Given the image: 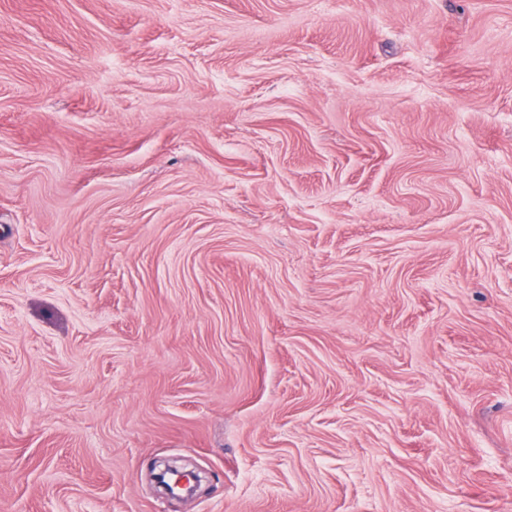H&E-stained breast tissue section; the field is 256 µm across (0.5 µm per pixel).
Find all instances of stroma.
<instances>
[{
  "mask_svg": "<svg viewBox=\"0 0 512 512\" xmlns=\"http://www.w3.org/2000/svg\"><path fill=\"white\" fill-rule=\"evenodd\" d=\"M0 512H512V0H0ZM163 468L155 474L154 478L156 481H158L159 484L163 485L167 491L169 492L170 496L172 497H179L181 495H176L173 493L174 488H180L185 489L184 483L187 482V479H192L194 482V485L189 487L186 490V495H192L195 490H197L200 486V476L193 470H186L182 467H178L174 464H171L169 462H164L162 464ZM176 476L177 479L173 486H171L167 481V477Z\"/></svg>",
  "mask_w": 512,
  "mask_h": 512,
  "instance_id": "obj_1",
  "label": "stroma"
}]
</instances>
